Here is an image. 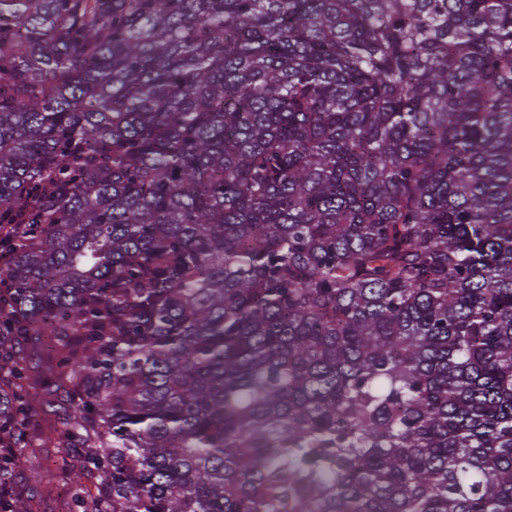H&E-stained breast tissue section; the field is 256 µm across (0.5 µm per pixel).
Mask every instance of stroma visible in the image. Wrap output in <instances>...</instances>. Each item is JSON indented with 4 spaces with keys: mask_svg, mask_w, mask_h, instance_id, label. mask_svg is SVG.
<instances>
[{
    "mask_svg": "<svg viewBox=\"0 0 512 512\" xmlns=\"http://www.w3.org/2000/svg\"><path fill=\"white\" fill-rule=\"evenodd\" d=\"M28 413L23 442L17 444L26 465L8 466L11 495L32 504L35 512H94L92 492H77L71 475L79 467L82 446L77 439L57 436L73 400L60 385L40 386Z\"/></svg>",
    "mask_w": 512,
    "mask_h": 512,
    "instance_id": "stroma-1",
    "label": "stroma"
}]
</instances>
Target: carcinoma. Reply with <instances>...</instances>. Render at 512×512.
Returning a JSON list of instances; mask_svg holds the SVG:
<instances>
[{"label": "carcinoma", "mask_w": 512, "mask_h": 512, "mask_svg": "<svg viewBox=\"0 0 512 512\" xmlns=\"http://www.w3.org/2000/svg\"><path fill=\"white\" fill-rule=\"evenodd\" d=\"M0 257L98 512H512V0H0Z\"/></svg>", "instance_id": "obj_1"}]
</instances>
